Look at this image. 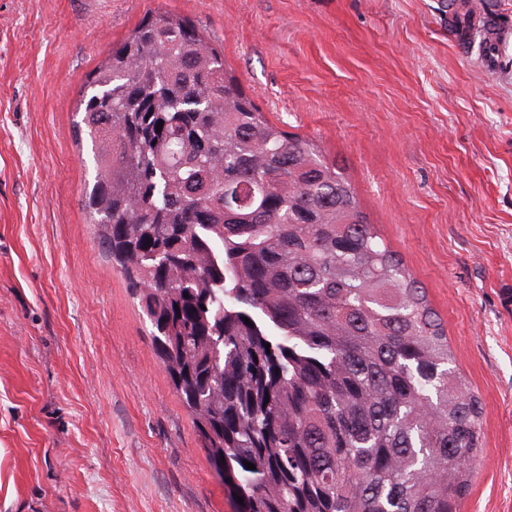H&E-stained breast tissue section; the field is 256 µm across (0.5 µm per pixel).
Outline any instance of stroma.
<instances>
[{
  "label": "stroma",
  "mask_w": 512,
  "mask_h": 512,
  "mask_svg": "<svg viewBox=\"0 0 512 512\" xmlns=\"http://www.w3.org/2000/svg\"><path fill=\"white\" fill-rule=\"evenodd\" d=\"M451 0H0V512H237L84 209L89 74L150 12L198 22L269 120L336 162L425 289L512 512V36Z\"/></svg>",
  "instance_id": "1"
}]
</instances>
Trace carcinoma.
<instances>
[{"mask_svg":"<svg viewBox=\"0 0 512 512\" xmlns=\"http://www.w3.org/2000/svg\"><path fill=\"white\" fill-rule=\"evenodd\" d=\"M89 87L84 209L239 512H460L483 403L336 163L186 17L145 15Z\"/></svg>","mask_w":512,"mask_h":512,"instance_id":"cac0c4a2","label":"carcinoma"}]
</instances>
